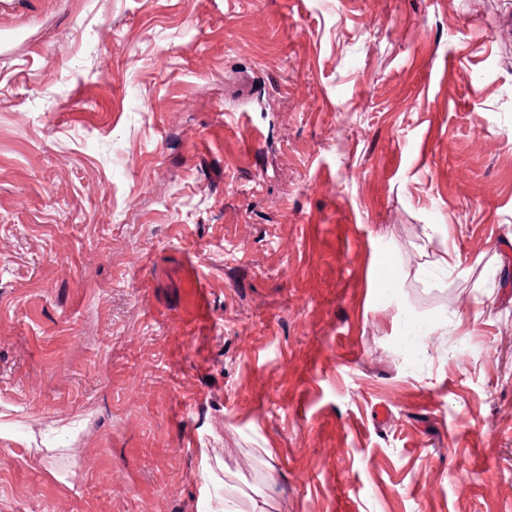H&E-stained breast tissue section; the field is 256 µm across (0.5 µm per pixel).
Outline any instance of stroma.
<instances>
[{"label":"stroma","instance_id":"obj_1","mask_svg":"<svg viewBox=\"0 0 512 512\" xmlns=\"http://www.w3.org/2000/svg\"><path fill=\"white\" fill-rule=\"evenodd\" d=\"M228 472L512 512V0H0V512ZM427 266L420 267L417 274L420 275L425 282H437L448 275L453 274L457 270V265L448 260V251H443L435 260L427 263Z\"/></svg>","mask_w":512,"mask_h":512}]
</instances>
